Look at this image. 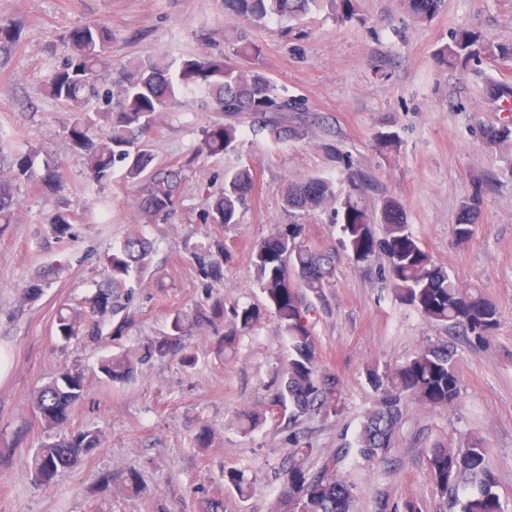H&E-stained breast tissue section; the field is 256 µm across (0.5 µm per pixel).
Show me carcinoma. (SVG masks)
<instances>
[{"mask_svg": "<svg viewBox=\"0 0 512 512\" xmlns=\"http://www.w3.org/2000/svg\"><path fill=\"white\" fill-rule=\"evenodd\" d=\"M318 0H224V8L252 24L274 18L281 22L305 14ZM444 0H407L411 15L421 21L434 18ZM18 28L0 21V55L19 43ZM69 52L46 83L47 94L67 106L64 125L70 150L83 160L85 181L101 186L116 166L123 168L131 183L149 182L139 202L142 219L166 222L174 213L175 193L181 181V169L154 171L151 134L158 116L168 111L178 97L200 91L206 106L229 118L213 122L201 130L198 151L220 154L235 146L241 134L234 119L249 114L262 119V130L275 143L295 138L298 131L283 119L287 112H300L299 100L282 96L272 82L257 70L260 49L246 35L239 36L234 58L200 54L183 57L176 68L154 60H143L130 71L112 80L113 89L99 90V76L109 67L112 29L101 23H84L70 29L65 36ZM442 66L465 69L473 61L509 60L512 44L497 42L470 30L451 34L450 42L435 53ZM489 95L512 105V84L499 81L489 86ZM487 146L493 148L512 141V123L503 122L484 132ZM37 150L15 152L0 170V227L13 223L20 186L34 182L48 193H57L62 184L59 165L45 159L38 165ZM351 189L340 206L339 244L357 263H369L378 255L387 262L389 279L398 300L432 321L461 328L486 341L498 324L496 306L481 292L463 287L438 266L412 234L404 220V208L395 197H386L380 208L383 236L372 230V217L360 203L362 182L356 173L348 176ZM255 188L253 170L247 166L225 175L224 188L201 213L206 224L239 223V212ZM336 200L334 181L321 177L290 183L284 192V207L289 210L314 211ZM484 203L477 193L460 205L452 236L464 243L473 235L475 218ZM74 217L66 208L56 209L49 217L51 234L58 241L73 238ZM301 224H277L271 235L278 237V250L270 253L264 242L253 249L251 264L265 302L274 314L279 333L288 341L290 355L282 370L279 389L271 406L289 418L321 413L335 415L343 407L340 379L322 371L317 360V346L309 320L310 295L324 302L325 289L336 274V250L314 249L302 241ZM152 244L138 231H131L119 247L105 258V285L85 298L76 308L62 307L55 319V335L67 342L80 336L99 339L106 324L124 310L121 300H130L131 282L151 268ZM230 252L224 240L215 238L194 255L206 290V301L198 304L192 322L208 330L224 319V297L214 288L224 279V265ZM56 269L46 267L32 276L21 289L25 302H35L45 293ZM234 326L213 341V350L222 356L236 350L239 335L253 329L262 318L258 306L234 311ZM184 320L175 314L169 331L148 340L140 360L176 358L191 368L196 357L183 340ZM137 372V361L126 355L110 356L101 361L100 373L108 384L130 380ZM368 380L376 393L372 406L364 415L355 441L361 458L368 462L383 461L391 452L402 402L412 398L429 407L454 405L461 394V379L454 350L446 343L424 346L406 362L372 369ZM85 393V379L78 368H61L42 386L32 401V409L43 428L59 433L33 449L30 469L35 481L55 483L93 449L102 445L101 435L93 430L67 432L76 405ZM343 446L333 451L321 467L312 471L306 463L310 449L295 441L282 469L280 495L273 512H352L354 486L340 471L349 454ZM428 467L436 491H448L465 485L460 512H501L497 493L498 479L484 439L470 437L465 446H436L429 449ZM224 486L243 497L247 493L244 474L231 469L224 472Z\"/></svg>", "mask_w": 512, "mask_h": 512, "instance_id": "1", "label": "carcinoma"}]
</instances>
